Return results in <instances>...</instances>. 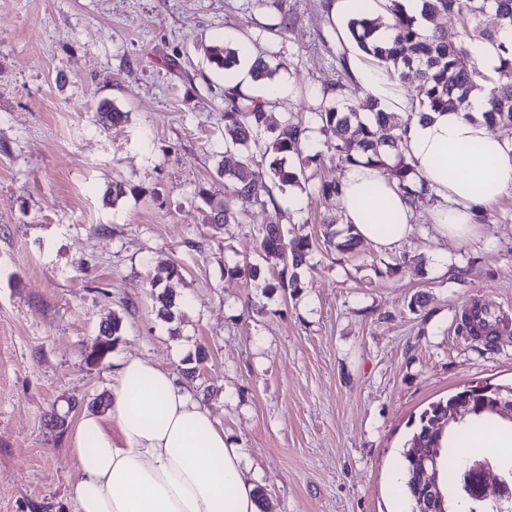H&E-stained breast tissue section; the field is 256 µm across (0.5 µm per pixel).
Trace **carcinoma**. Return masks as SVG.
Returning <instances> with one entry per match:
<instances>
[{"label":"carcinoma","instance_id":"carcinoma-1","mask_svg":"<svg viewBox=\"0 0 512 512\" xmlns=\"http://www.w3.org/2000/svg\"><path fill=\"white\" fill-rule=\"evenodd\" d=\"M421 14L433 18L439 14H455L461 21V36L455 42L448 41L439 30L423 29L417 18L408 14L401 0H386L387 17H369L360 14L347 23L349 39L364 54L369 56L387 73L404 81L411 75L420 79V98L412 107L417 112L443 110L466 111L469 98L475 92H487V121L493 127L512 128V44L499 42L500 65L495 73L488 75L476 65L472 47L477 42H498L500 30L512 28V0H421ZM494 14L499 19L495 29L480 27L482 17ZM207 60L215 68L227 69L238 62V50L224 43L207 49ZM278 67L260 55L252 66L251 74L257 84L273 81ZM341 80L324 87V94L331 101L316 113L319 132L323 135L322 148L309 152L311 127L303 120H284L273 129V142L263 147L259 140L261 131L267 127L268 112L272 102L259 96L243 92L238 86L224 87V152L218 162L217 172L224 177V200L210 204L204 215V223L216 228L226 224L242 222L243 210L239 205L250 202L274 201L271 189L259 185L253 179L250 165L254 152L268 160L274 185L282 191L300 186L303 169L310 163L325 158L334 159L341 167L335 178L321 183L318 193L325 198L340 197L344 171L365 157L374 166L392 175L400 190L404 191L412 206L427 202L425 194L412 188L409 183L415 169L406 155L405 134L408 121L392 112L378 108V102L370 95L356 104L340 99ZM102 126L116 124L127 117V113L111 104L99 107ZM294 157L298 165H286V158ZM348 225L345 240L335 243L336 232L327 230L325 242L329 246L351 250L360 242ZM259 251L265 257H276L283 263L278 282L268 283V288H298V269L307 263L313 244L305 236L287 237L279 224H269L259 231ZM232 275L257 279L260 266L251 262L226 269ZM478 322L465 324L469 333L492 342L497 331L492 329L489 316L474 315ZM120 319L100 325L101 343L91 355L102 358L111 352L118 340ZM449 401L432 403L419 418V425L408 441L402 458L407 469V487L412 496L413 512H420V497L423 488L418 479L414 460V449L431 448L439 455L452 453L454 443L444 439L435 429L438 416L447 412ZM464 467L457 466L443 475L448 507L452 512H492L490 504L474 502L462 485Z\"/></svg>","mask_w":512,"mask_h":512}]
</instances>
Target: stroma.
Returning a JSON list of instances; mask_svg holds the SVG:
<instances>
[{
	"label": "stroma",
	"instance_id": "35a3bbf8",
	"mask_svg": "<svg viewBox=\"0 0 512 512\" xmlns=\"http://www.w3.org/2000/svg\"><path fill=\"white\" fill-rule=\"evenodd\" d=\"M224 38L293 90L266 144L285 117L314 121L352 49L318 0H0V512H73L69 436L124 355L183 378L247 448L264 512H390L387 470L421 413L475 382L512 387V190L470 242L436 236L425 206L411 239L340 252L320 244L325 221L347 225L318 193L340 172L326 160L304 171L303 207L277 190L241 223L204 224L224 196L225 84L205 49ZM103 101L127 122L101 128ZM116 178L130 192L112 203ZM277 223L319 243L293 292L265 286L280 266L258 232ZM243 260L261 279L225 274ZM170 261L191 307L168 321L150 281ZM476 301L508 321L495 342L462 326ZM115 316L118 341L88 364Z\"/></svg>",
	"mask_w": 512,
	"mask_h": 512
}]
</instances>
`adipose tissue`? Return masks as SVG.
I'll return each instance as SVG.
<instances>
[{
    "label": "adipose tissue",
    "mask_w": 512,
    "mask_h": 512,
    "mask_svg": "<svg viewBox=\"0 0 512 512\" xmlns=\"http://www.w3.org/2000/svg\"><path fill=\"white\" fill-rule=\"evenodd\" d=\"M348 66L381 109L409 111L398 80L354 53ZM486 109L476 95L464 113L414 115L406 134L433 226L458 242L475 236L479 215L512 190V142L492 132ZM341 205L365 241L389 245L415 232L413 207L375 167L346 171ZM69 452L78 468L75 512H260L246 449L174 375L141 357L116 361L105 413L77 422Z\"/></svg>",
    "instance_id": "ef3b65f1"
}]
</instances>
